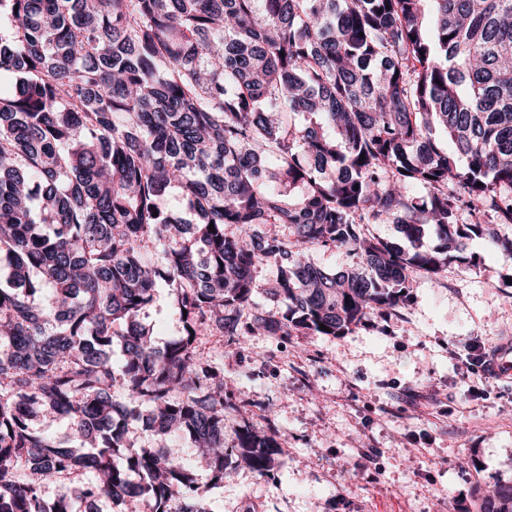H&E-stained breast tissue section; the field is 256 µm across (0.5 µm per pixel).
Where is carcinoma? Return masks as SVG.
<instances>
[{"label": "carcinoma", "mask_w": 512, "mask_h": 512, "mask_svg": "<svg viewBox=\"0 0 512 512\" xmlns=\"http://www.w3.org/2000/svg\"><path fill=\"white\" fill-rule=\"evenodd\" d=\"M388 222L407 247L368 235ZM490 224L512 226V0H0V512H212L182 441L215 485L281 449L224 444L235 392L197 337L351 333L474 235L511 262ZM485 504L512 512V485ZM167 289L159 288L156 301L149 309L146 321L153 324L157 333L160 344L175 339L178 336L175 326L168 318L167 314Z\"/></svg>", "instance_id": "1"}]
</instances>
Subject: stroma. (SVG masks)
Listing matches in <instances>:
<instances>
[{"mask_svg": "<svg viewBox=\"0 0 512 512\" xmlns=\"http://www.w3.org/2000/svg\"><path fill=\"white\" fill-rule=\"evenodd\" d=\"M476 266L418 279L397 314L344 336L257 334L246 348L210 336L202 351L248 402L224 407V442L245 427L275 430L281 463L265 478L233 468L224 483L195 448L181 455L214 512H476L487 489L512 483V382L467 374L474 341L512 336V262L473 238ZM436 395L431 413L412 399Z\"/></svg>", "mask_w": 512, "mask_h": 512, "instance_id": "1", "label": "stroma"}]
</instances>
